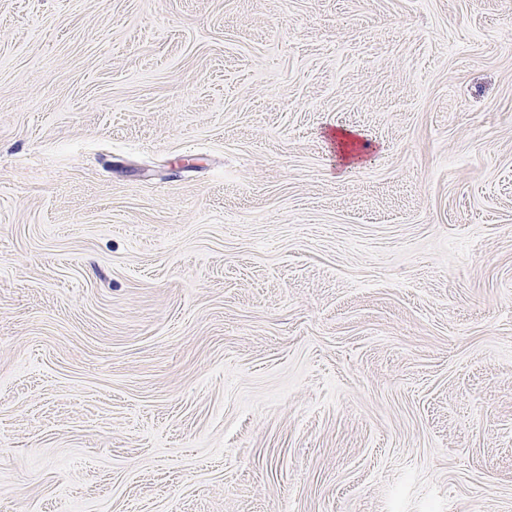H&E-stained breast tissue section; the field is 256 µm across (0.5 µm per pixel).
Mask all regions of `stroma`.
<instances>
[{
  "label": "stroma",
  "mask_w": 512,
  "mask_h": 512,
  "mask_svg": "<svg viewBox=\"0 0 512 512\" xmlns=\"http://www.w3.org/2000/svg\"><path fill=\"white\" fill-rule=\"evenodd\" d=\"M78 504L512 512V0H0V512Z\"/></svg>",
  "instance_id": "obj_1"
}]
</instances>
